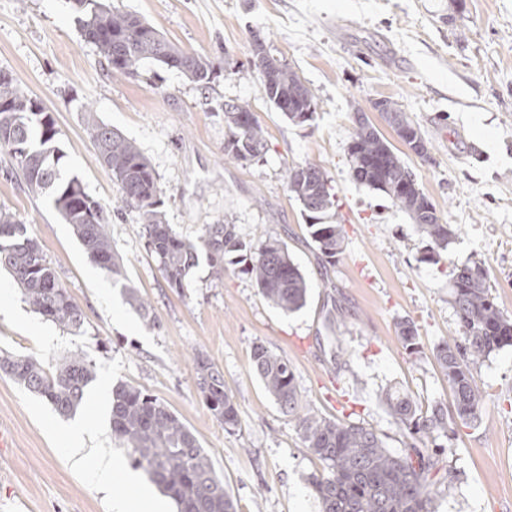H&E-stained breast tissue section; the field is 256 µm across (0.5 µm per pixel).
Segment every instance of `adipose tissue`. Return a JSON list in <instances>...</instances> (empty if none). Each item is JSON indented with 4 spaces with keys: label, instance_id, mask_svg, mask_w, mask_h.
Instances as JSON below:
<instances>
[{
    "label": "adipose tissue",
    "instance_id": "adipose-tissue-1",
    "mask_svg": "<svg viewBox=\"0 0 512 512\" xmlns=\"http://www.w3.org/2000/svg\"><path fill=\"white\" fill-rule=\"evenodd\" d=\"M65 433L64 451L71 464L80 470H91L100 486L105 487L120 481L135 483L134 475H122L116 471L111 449L106 448L103 442L94 441L90 422L74 423L66 428Z\"/></svg>",
    "mask_w": 512,
    "mask_h": 512
}]
</instances>
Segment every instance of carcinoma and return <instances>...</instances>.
<instances>
[{
    "label": "carcinoma",
    "instance_id": "cac0c4a2",
    "mask_svg": "<svg viewBox=\"0 0 512 512\" xmlns=\"http://www.w3.org/2000/svg\"><path fill=\"white\" fill-rule=\"evenodd\" d=\"M73 3L80 13L82 35L96 45L112 75L133 76L143 64L153 63L176 69L193 82L207 83L214 76L208 57L171 44L150 24L112 0ZM251 53L250 64L259 72L264 97L272 107L293 123L313 121L315 95L298 73L272 55L257 36ZM33 100L14 76H0V152L26 170L24 181L30 192L51 191L54 208L90 258L113 279L125 278L122 260L107 229L108 207L89 196L78 178L62 176L64 153L57 145L58 130L52 114L44 110L40 117L28 121L25 113L18 111ZM382 103L383 116L401 141L413 136L423 154H428L427 141L399 105L390 99ZM224 121V159L251 161L266 153L265 131L251 104L225 103ZM353 124L347 149L351 178L383 193L417 224L426 241L422 262H447L448 244L457 230L442 220L387 140L364 119V113H354ZM87 128L100 161L118 186L119 207L140 212L147 247L170 288H184L199 252L206 253L216 280L224 278V259L235 254L245 262L244 272L267 302L285 313L306 305L307 278L281 239L268 236L254 250L234 224H209L195 241L182 237L165 222L155 171L139 148L92 115ZM23 141L29 147L25 155L17 151ZM285 178L308 220L321 262L336 264V257L344 250V235L332 180L325 170L308 163L287 167ZM2 268L11 274L36 313L70 333L81 331L83 312L58 280L27 225L5 210H0ZM126 296L145 322L154 324L151 306L138 291L128 287ZM450 303L459 335L439 343L434 358L453 391V405L449 408L437 402L424 412L408 393L395 387L387 389L382 403L403 437V448L397 453L389 450L385 435L374 427L336 421L318 413L303 401L288 360L262 344L253 346L254 373L282 414L295 422L304 447L322 463V471L307 478L321 512H435L439 455L445 452L437 440H453L458 425L468 426L479 418L485 395L475 384L472 369L490 353L512 346V318L495 302L483 267L458 269ZM397 339L404 349L418 352L419 333L413 322H397ZM194 363L196 387L205 404L224 427L236 428L238 408L224 388L223 373L203 354H196ZM0 371L45 399L57 412L69 415L82 404L96 377V364L81 351L52 366L34 356L5 351L0 354ZM110 400L112 433L123 441L130 465L144 470L175 501L178 512H236L235 502L204 448L164 402L128 383L112 386Z\"/></svg>",
    "mask_w": 512,
    "mask_h": 512
}]
</instances>
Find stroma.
<instances>
[{
	"label": "stroma",
	"mask_w": 512,
	"mask_h": 512,
	"mask_svg": "<svg viewBox=\"0 0 512 512\" xmlns=\"http://www.w3.org/2000/svg\"><path fill=\"white\" fill-rule=\"evenodd\" d=\"M189 53L209 57L207 85L148 63L137 75L114 77L85 40L71 0H0V68L53 115L65 154L63 176L108 205L118 186L101 164L87 116L134 142L152 165L162 210L172 228L197 239L209 224L236 225L259 245L280 238L310 283L307 304L285 314L267 303L241 265L226 263L212 280L199 257L182 290L168 287L150 254L138 210L113 217L109 234L126 280L99 286L82 244L50 202L27 191L0 153V208L27 224L61 284L84 315L80 333L64 331L24 302L0 270L8 313L0 314V350L56 363L84 351L97 366L78 417L95 414L119 469L126 449L112 437L111 411L94 404L97 385L129 383L162 400L194 433L237 512H319L307 478L322 465L305 448L252 370L263 344L287 358L303 399L319 413L354 418L386 437L402 436L381 402L390 386L417 404L452 405L453 393L432 351L457 335L448 302L456 268L488 272L499 308L512 317V0H114ZM286 60L315 92L316 117L296 125L264 98L251 68L253 38ZM397 102L429 143L411 152L373 104ZM250 102L266 133L263 158H224V104ZM361 111L390 142L447 223L458 226L448 261L420 262L425 241L407 214L381 192L355 183L347 147L351 115ZM322 167L337 193L344 251L321 265L301 206L289 192L286 167ZM137 288L150 304L146 326L124 299ZM340 317L345 355L330 357L325 311ZM418 327L421 351L409 354L395 324ZM224 375L239 425L225 429L195 383V353ZM485 391L480 420L461 426L452 444L455 476L441 486L437 512H512V347L492 352L473 369ZM67 417L0 373V427L12 445L0 451V512H111L124 486L98 489L91 474L63 455Z\"/></svg>",
	"instance_id": "1"
}]
</instances>
